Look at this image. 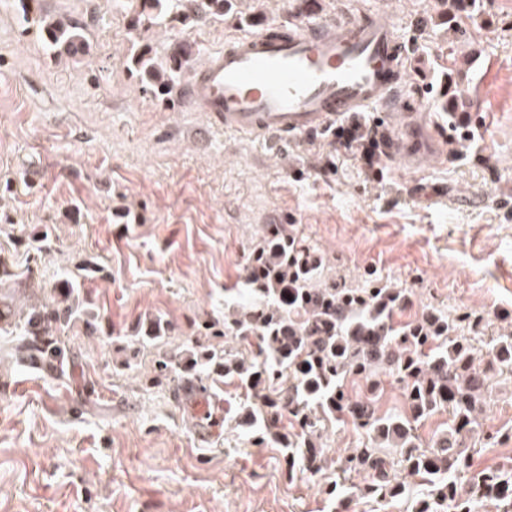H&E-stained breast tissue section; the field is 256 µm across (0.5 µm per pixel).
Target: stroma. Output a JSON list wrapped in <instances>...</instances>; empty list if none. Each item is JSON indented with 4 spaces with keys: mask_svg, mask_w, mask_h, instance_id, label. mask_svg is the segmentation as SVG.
I'll use <instances>...</instances> for the list:
<instances>
[{
    "mask_svg": "<svg viewBox=\"0 0 512 512\" xmlns=\"http://www.w3.org/2000/svg\"><path fill=\"white\" fill-rule=\"evenodd\" d=\"M81 27L83 60L55 54L0 0V271L16 308L78 281L97 328L74 318L66 377L35 374L0 331V512H330L325 487L352 425L323 432L328 467L288 469L231 425L241 390L212 387L223 423L198 437L175 383L151 385L157 349L208 343L200 327L246 293L257 241L276 226L323 256L326 278L412 289L395 322L438 309L471 318L473 346L512 335V0H481L454 25L440 0H317L304 19L385 14L405 46L404 109L449 127L447 153L374 174L327 134L253 139L158 103L129 75L128 0H42ZM292 19L285 0H237L182 31L199 55ZM459 109L445 111L449 94ZM168 320L160 347L132 338ZM471 468H512V371L490 373ZM347 494L350 512H408L427 492Z\"/></svg>",
    "mask_w": 512,
    "mask_h": 512,
    "instance_id": "35a3bbf8",
    "label": "stroma"
}]
</instances>
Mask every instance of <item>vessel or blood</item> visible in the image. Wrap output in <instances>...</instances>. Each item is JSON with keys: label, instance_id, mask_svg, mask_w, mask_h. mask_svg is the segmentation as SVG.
Wrapping results in <instances>:
<instances>
[{"label": "vessel or blood", "instance_id": "obj_1", "mask_svg": "<svg viewBox=\"0 0 512 512\" xmlns=\"http://www.w3.org/2000/svg\"><path fill=\"white\" fill-rule=\"evenodd\" d=\"M406 54L387 17L340 18L329 25L295 24L284 36L235 38L211 52L184 89L212 126L250 136L307 134L377 104L400 110ZM393 155L437 153L441 129L401 124Z\"/></svg>", "mask_w": 512, "mask_h": 512}]
</instances>
